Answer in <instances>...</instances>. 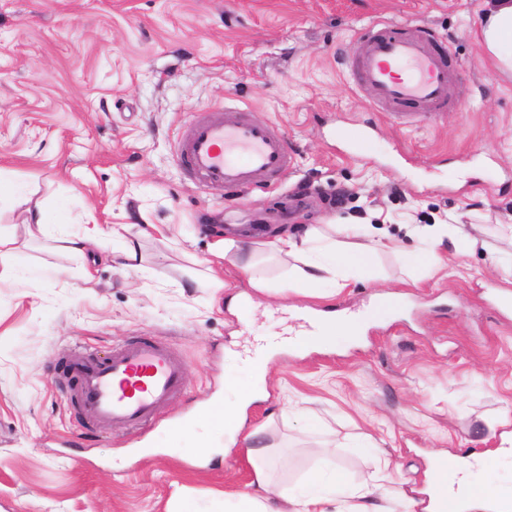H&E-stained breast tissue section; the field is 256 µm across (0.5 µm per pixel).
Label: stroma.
Segmentation results:
<instances>
[{"instance_id":"35a3bbf8","label":"stroma","mask_w":512,"mask_h":512,"mask_svg":"<svg viewBox=\"0 0 512 512\" xmlns=\"http://www.w3.org/2000/svg\"><path fill=\"white\" fill-rule=\"evenodd\" d=\"M480 0H0V230L23 278L0 283V512H216L245 490V437L262 429L277 484L332 465L351 483L376 474L386 512H405L444 452L498 448L512 419V77L477 39ZM383 20L427 26L448 48L457 111L403 125L371 101L346 63ZM275 124L294 151L277 189L238 200L194 188L175 161L182 126L225 101ZM369 137L353 146L345 130ZM45 209L69 231L127 224L140 270L80 260L23 224ZM369 224L392 240L337 310L365 319L375 296L401 308L357 344L277 355L266 394L228 435L202 412L233 403L265 339L301 331L322 302L252 291L234 257L224 278L249 294L241 321L206 282L210 245L260 228ZM462 224L417 263L416 234ZM131 336L165 338L187 364L165 410L192 422L138 438L77 427L59 379L72 349L98 354ZM316 412L321 430L308 429ZM207 439L215 454H196Z\"/></svg>"}]
</instances>
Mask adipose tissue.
Segmentation results:
<instances>
[{"label": "adipose tissue", "mask_w": 512, "mask_h": 512, "mask_svg": "<svg viewBox=\"0 0 512 512\" xmlns=\"http://www.w3.org/2000/svg\"><path fill=\"white\" fill-rule=\"evenodd\" d=\"M479 43L497 72L512 74V0H484L479 16ZM25 232L31 239L53 237L65 250L83 257L99 240L118 236L119 229L98 224L83 235L73 237L67 234L65 225L51 226L46 211L39 210L29 215ZM383 246L375 231L363 225L334 224L326 232L310 225L303 231H288L271 240L242 243L234 238L219 239L212 243L210 252L219 264L229 251H236L240 269L250 274V284L256 290L292 291L324 300L343 290L352 276L369 273ZM261 252L281 258L284 274L278 283L252 275L253 259ZM316 323V332L297 335L291 341L292 346H332L337 336L352 340L362 330L361 322L332 311L319 312ZM280 347V342L274 340L261 347L259 358L253 364V381L241 389L234 404L224 408L225 428H238L246 409L259 398L269 361ZM249 438L251 446L247 454L254 464L247 489L225 497L222 512H369L367 501L375 494V487L367 482L350 485L337 469L315 472L294 488H275L272 465L265 460L267 447L259 431L250 432ZM509 454H512V432L502 433L496 451L476 454L469 459L448 457L444 467L452 476L428 487L430 500L446 497L448 512H512V487L493 474L499 458Z\"/></svg>", "instance_id": "ef3b65f1"}]
</instances>
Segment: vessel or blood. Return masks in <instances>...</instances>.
Returning a JSON list of instances; mask_svg holds the SVG:
<instances>
[{"label":"vessel or blood","instance_id":"b4317fda","mask_svg":"<svg viewBox=\"0 0 512 512\" xmlns=\"http://www.w3.org/2000/svg\"><path fill=\"white\" fill-rule=\"evenodd\" d=\"M358 41L351 67L374 104L393 116L413 115L424 106L440 116L451 107L448 53L428 28L409 32L375 21ZM176 162L190 182L237 195L279 187L294 167V156L273 123L227 103L186 125ZM185 371V360L166 342L136 336L116 342L103 357L75 347L64 383L78 405L81 428L102 435L115 428L145 434L184 392Z\"/></svg>","mask_w":512,"mask_h":512}]
</instances>
